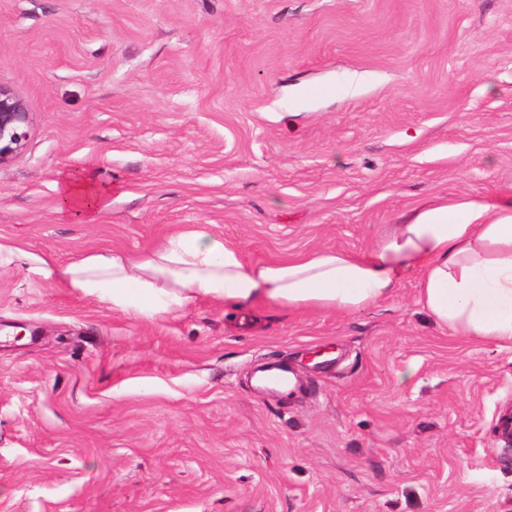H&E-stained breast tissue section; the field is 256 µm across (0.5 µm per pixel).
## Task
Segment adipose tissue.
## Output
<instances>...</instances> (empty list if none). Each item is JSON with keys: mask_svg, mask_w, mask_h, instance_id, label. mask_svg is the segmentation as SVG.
I'll return each instance as SVG.
<instances>
[{"mask_svg": "<svg viewBox=\"0 0 512 512\" xmlns=\"http://www.w3.org/2000/svg\"><path fill=\"white\" fill-rule=\"evenodd\" d=\"M111 196L92 177L67 174L59 212L91 221ZM22 265L148 318L198 298L236 309L265 302L353 313L388 298L415 273L418 303L439 328L512 342V206L433 202L415 209L369 252L319 249L287 261L247 260L239 246L197 226L171 233L143 255L91 251L66 264L0 238V268Z\"/></svg>", "mask_w": 512, "mask_h": 512, "instance_id": "adipose-tissue-1", "label": "adipose tissue"}]
</instances>
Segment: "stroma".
<instances>
[{"instance_id": "1", "label": "stroma", "mask_w": 512, "mask_h": 512, "mask_svg": "<svg viewBox=\"0 0 512 512\" xmlns=\"http://www.w3.org/2000/svg\"><path fill=\"white\" fill-rule=\"evenodd\" d=\"M0 84L32 117L0 237L61 263L193 225L364 253L431 200L512 204V0H0ZM66 173L111 188L93 221ZM417 293L147 319L0 269V512H512V343ZM281 361L295 392L252 385ZM58 212L67 219L92 221L110 205L111 188H106L91 176L66 174L60 182Z\"/></svg>"}]
</instances>
